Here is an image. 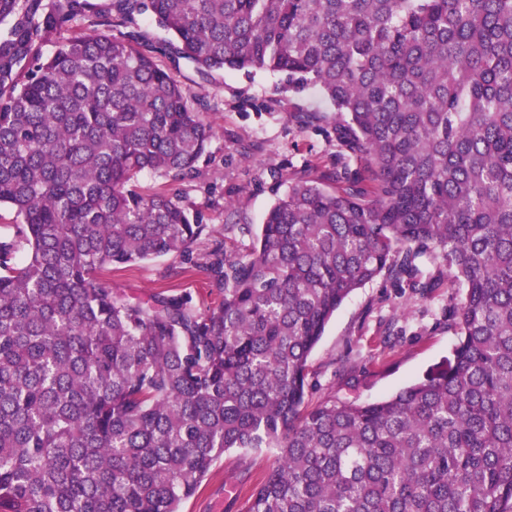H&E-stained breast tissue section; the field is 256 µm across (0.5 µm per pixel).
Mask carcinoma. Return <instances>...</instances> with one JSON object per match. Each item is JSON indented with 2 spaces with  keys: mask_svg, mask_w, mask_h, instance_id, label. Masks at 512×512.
Returning a JSON list of instances; mask_svg holds the SVG:
<instances>
[{
  "mask_svg": "<svg viewBox=\"0 0 512 512\" xmlns=\"http://www.w3.org/2000/svg\"><path fill=\"white\" fill-rule=\"evenodd\" d=\"M0 0V512H180L232 450L276 448L245 512H512V0ZM204 70L267 71L345 115L361 163L293 182L219 301L104 274L182 256L204 104L120 26ZM86 32L74 33L77 27ZM48 45L54 47L44 54ZM448 267L453 359L374 402L305 407L308 358L385 273ZM121 29L123 31L134 30L138 32L141 46L145 44H155L158 46L159 43H163L164 39H168V36L162 30L157 28L154 23L145 17H139L136 24L129 28Z\"/></svg>",
  "mask_w": 512,
  "mask_h": 512,
  "instance_id": "carcinoma-1",
  "label": "carcinoma"
}]
</instances>
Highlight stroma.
I'll list each match as a JSON object with an SVG mask.
<instances>
[{
  "mask_svg": "<svg viewBox=\"0 0 512 512\" xmlns=\"http://www.w3.org/2000/svg\"><path fill=\"white\" fill-rule=\"evenodd\" d=\"M155 60L205 103L214 128L195 171L173 185L182 204L199 212L205 229L184 256L115 270L107 280L131 299L188 292L205 308L219 299L206 270L216 245L245 250L251 242L247 228L262 223L291 182L340 175L358 163L336 133L341 117L318 90L282 92L281 75L205 72L175 60L170 49ZM301 114L311 115V122L298 123ZM174 266L185 267L186 275L170 276ZM455 294L444 283L426 292L398 288L384 275L356 290L309 357V405L388 397L450 357L459 339L448 319ZM277 457L274 448L227 452L181 512H241L244 492Z\"/></svg>",
  "mask_w": 512,
  "mask_h": 512,
  "instance_id": "obj_1",
  "label": "stroma"
}]
</instances>
